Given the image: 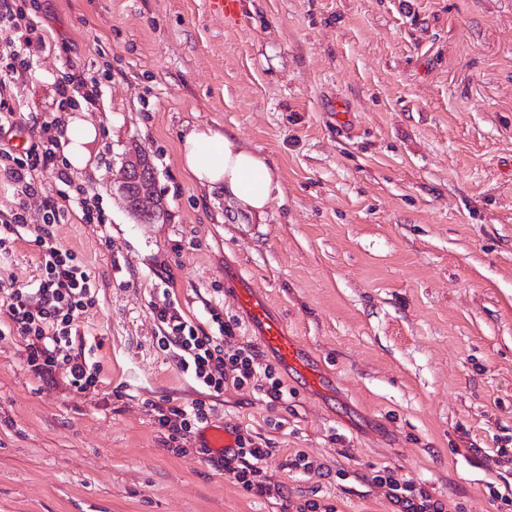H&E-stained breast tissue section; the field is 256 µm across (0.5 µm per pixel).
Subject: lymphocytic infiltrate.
I'll list each match as a JSON object with an SVG mask.
<instances>
[{
    "mask_svg": "<svg viewBox=\"0 0 512 512\" xmlns=\"http://www.w3.org/2000/svg\"><path fill=\"white\" fill-rule=\"evenodd\" d=\"M40 0H0V175L4 176L18 203L0 211V263H7L27 222L24 198L41 195L43 224L35 242L42 256L41 275L19 287L12 279L0 277V335L21 336L23 357L31 374L43 382L54 381L59 366H66V385L73 391L99 388L101 368L74 351L75 338L90 308L96 303V288L86 266L75 252L57 244L52 225L67 213L78 211L84 224H104L108 217L98 193L75 184L63 156L60 120L43 121L36 127L33 142L16 150L11 140L22 125V101L18 88L33 74V60L53 43L40 22ZM56 93L61 111L94 106L102 93L97 69L89 68L58 80ZM53 184H46L45 175ZM159 323L153 341L180 373L192 376L209 392L220 394L226 387L251 386L260 399L274 406L288 401V386L275 364L266 360L260 348L234 346L238 320H225L218 308H211L212 329L206 330L187 319L177 301L164 298L153 305ZM155 423L168 434L167 447L181 454V443L200 426L216 418L214 405L203 401L155 405ZM236 446L228 451L198 448V456L224 471L246 492L269 499L283 496V482L269 475L265 464L275 455L271 440L252 435L236 425L232 428ZM370 482L382 490L394 512H447L427 484L395 478L383 468L373 472Z\"/></svg>",
    "mask_w": 512,
    "mask_h": 512,
    "instance_id": "1",
    "label": "lymphocytic infiltrate"
}]
</instances>
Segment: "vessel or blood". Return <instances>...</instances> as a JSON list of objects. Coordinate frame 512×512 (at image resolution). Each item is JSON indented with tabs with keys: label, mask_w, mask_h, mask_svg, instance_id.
I'll return each instance as SVG.
<instances>
[{
	"label": "vessel or blood",
	"mask_w": 512,
	"mask_h": 512,
	"mask_svg": "<svg viewBox=\"0 0 512 512\" xmlns=\"http://www.w3.org/2000/svg\"><path fill=\"white\" fill-rule=\"evenodd\" d=\"M224 279L231 287L235 305L246 314L251 330L276 363L307 388H323V371L309 362L300 341L288 336L282 325L271 318L267 302L254 284L236 268L226 270Z\"/></svg>",
	"instance_id": "obj_1"
}]
</instances>
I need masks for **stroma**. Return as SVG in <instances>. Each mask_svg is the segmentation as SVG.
I'll return each mask as SVG.
<instances>
[{"instance_id":"35a3bbf8","label":"stroma","mask_w":512,"mask_h":512,"mask_svg":"<svg viewBox=\"0 0 512 512\" xmlns=\"http://www.w3.org/2000/svg\"><path fill=\"white\" fill-rule=\"evenodd\" d=\"M55 37L22 90L26 117H57L53 82L105 72L77 118L93 124L75 183L109 221L67 217L97 301L74 343L105 380L76 393L27 371L0 336V512H280L202 461L164 448L152 403L202 400L224 422L272 439L269 474L293 504L393 512L368 478L434 487L451 512H500L487 481L512 465L473 456L512 438V0H241L226 25L207 0H42ZM350 119L349 131L338 127ZM196 125L266 155L281 194L264 219L196 186L179 156ZM157 172L162 222L140 223L112 184L131 144ZM6 271L41 273L42 201ZM239 267L334 382L289 381L273 407L250 389L209 394L152 338L171 292L211 328L237 317L224 280ZM320 474L290 471L295 451Z\"/></svg>"}]
</instances>
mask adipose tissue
<instances>
[{
  "mask_svg": "<svg viewBox=\"0 0 512 512\" xmlns=\"http://www.w3.org/2000/svg\"><path fill=\"white\" fill-rule=\"evenodd\" d=\"M180 158L191 181L209 189L222 187L228 202L252 216H265L279 188L267 158L243 149L230 132L192 127L180 142Z\"/></svg>",
  "mask_w": 512,
  "mask_h": 512,
  "instance_id": "1",
  "label": "adipose tissue"
}]
</instances>
